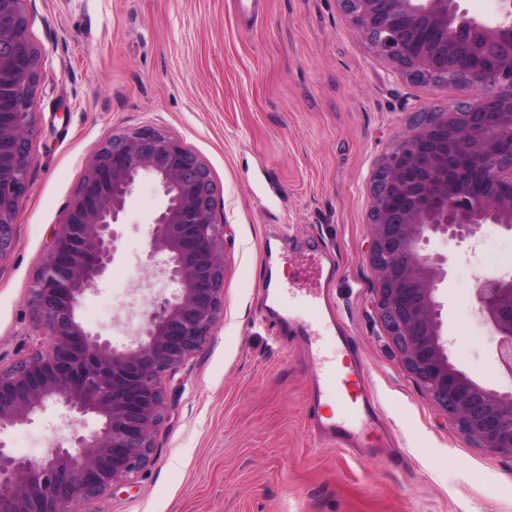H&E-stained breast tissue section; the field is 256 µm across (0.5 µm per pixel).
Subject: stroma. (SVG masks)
I'll return each instance as SVG.
<instances>
[{
  "mask_svg": "<svg viewBox=\"0 0 512 512\" xmlns=\"http://www.w3.org/2000/svg\"><path fill=\"white\" fill-rule=\"evenodd\" d=\"M41 53L32 165L10 253L0 259V369L45 347L30 290L53 235L101 144L164 130L208 168L225 220L222 311L206 343L164 378L167 409L150 465L84 512H512V459L475 447L403 365L376 309L369 178L409 124L455 106L456 85L406 79L352 31L337 0H21ZM163 196L134 188L113 266L80 314L114 345L171 285L150 254ZM336 265L326 300L352 337L388 443L364 456L315 436L316 363L265 316L263 257L283 253L290 288L313 287L307 241ZM448 256L441 320L454 363L512 392L496 341L473 300L486 276L512 275V232L433 238ZM99 427L56 406L8 432L14 454L43 458Z\"/></svg>",
  "mask_w": 512,
  "mask_h": 512,
  "instance_id": "stroma-1",
  "label": "stroma"
}]
</instances>
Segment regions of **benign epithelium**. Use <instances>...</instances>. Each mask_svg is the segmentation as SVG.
Instances as JSON below:
<instances>
[{
    "mask_svg": "<svg viewBox=\"0 0 512 512\" xmlns=\"http://www.w3.org/2000/svg\"><path fill=\"white\" fill-rule=\"evenodd\" d=\"M354 33L413 80L454 77L474 92L465 106L414 121L371 181L368 260L377 310L402 363L468 441L512 458V393L498 394L450 361L438 284L448 257L432 237L465 241L485 224L512 231V2L498 23L458 13L456 0H337ZM38 51L19 0H0V259L28 186ZM153 177L165 197L152 252L166 255L175 285L138 316L122 348L79 317L85 293L114 264L121 216L136 183ZM224 225L205 164L170 135L144 127L102 145L68 205L33 283L32 317L46 348L0 371V436L49 405L92 414L100 427L74 433L43 459L0 439V512H80L77 506L131 481L151 461L164 418L162 377L206 341L222 308ZM474 299L512 377V277H488Z\"/></svg>",
    "mask_w": 512,
    "mask_h": 512,
    "instance_id": "7a95c632",
    "label": "benign epithelium"
}]
</instances>
